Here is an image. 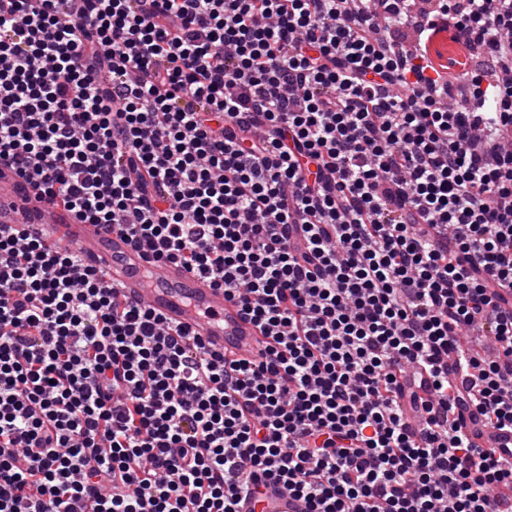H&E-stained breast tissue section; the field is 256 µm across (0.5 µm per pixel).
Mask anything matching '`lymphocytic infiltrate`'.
I'll return each mask as SVG.
<instances>
[{"instance_id": "lymphocytic-infiltrate-1", "label": "lymphocytic infiltrate", "mask_w": 512, "mask_h": 512, "mask_svg": "<svg viewBox=\"0 0 512 512\" xmlns=\"http://www.w3.org/2000/svg\"><path fill=\"white\" fill-rule=\"evenodd\" d=\"M2 160L271 344L1 224L0 512H512V0H0ZM241 510L244 512H297L294 501L288 498V491L281 487L271 489L261 504L247 503Z\"/></svg>"}]
</instances>
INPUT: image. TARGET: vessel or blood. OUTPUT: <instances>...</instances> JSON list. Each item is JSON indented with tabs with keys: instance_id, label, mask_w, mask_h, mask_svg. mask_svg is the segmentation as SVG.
<instances>
[{
	"instance_id": "vessel-or-blood-1",
	"label": "vessel or blood",
	"mask_w": 512,
	"mask_h": 512,
	"mask_svg": "<svg viewBox=\"0 0 512 512\" xmlns=\"http://www.w3.org/2000/svg\"><path fill=\"white\" fill-rule=\"evenodd\" d=\"M29 195L15 172L1 165L0 224L16 223L17 208ZM53 214L54 223L45 224L39 212H31L32 229L44 234L48 243L75 246L87 264L104 268L126 300L145 304L225 358L252 361L264 351L266 339L259 326L238 303L225 299L223 289L180 265L152 268V254L134 248L121 232L77 223L59 207ZM490 441L502 463H512V432L484 433L478 439L482 445ZM243 512H296V507L287 490L278 487L271 489L261 504H245Z\"/></svg>"
}]
</instances>
